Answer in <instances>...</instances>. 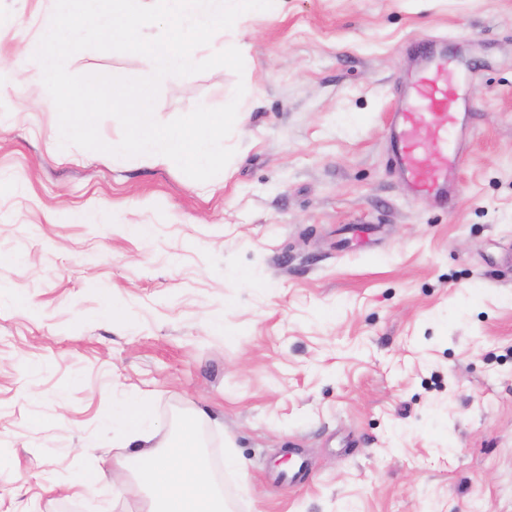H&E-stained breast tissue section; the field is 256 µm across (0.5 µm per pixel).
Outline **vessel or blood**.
Instances as JSON below:
<instances>
[{
    "instance_id": "obj_1",
    "label": "vessel or blood",
    "mask_w": 512,
    "mask_h": 512,
    "mask_svg": "<svg viewBox=\"0 0 512 512\" xmlns=\"http://www.w3.org/2000/svg\"><path fill=\"white\" fill-rule=\"evenodd\" d=\"M417 54L416 75L394 89L391 162L417 193L444 206L456 194L467 149L468 70L452 65L442 39H430Z\"/></svg>"
}]
</instances>
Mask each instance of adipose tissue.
Here are the masks:
<instances>
[{
  "instance_id": "1",
  "label": "adipose tissue",
  "mask_w": 512,
  "mask_h": 512,
  "mask_svg": "<svg viewBox=\"0 0 512 512\" xmlns=\"http://www.w3.org/2000/svg\"><path fill=\"white\" fill-rule=\"evenodd\" d=\"M132 472L152 491L145 512H225L224 494L203 459L194 422L182 424L164 450L145 430L147 410L135 398L116 409Z\"/></svg>"
}]
</instances>
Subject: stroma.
<instances>
[{
	"label": "stroma",
	"instance_id": "obj_1",
	"mask_svg": "<svg viewBox=\"0 0 512 512\" xmlns=\"http://www.w3.org/2000/svg\"><path fill=\"white\" fill-rule=\"evenodd\" d=\"M53 8L0 0V512H142L132 475L73 485L123 463L129 396L157 440L194 418L241 458L232 512H512V0H275L216 33L243 74L164 79L154 108L244 84L205 182L61 146L21 52ZM435 36L474 106L445 208L387 165L407 48ZM66 67L151 73L91 49Z\"/></svg>",
	"mask_w": 512,
	"mask_h": 512
}]
</instances>
